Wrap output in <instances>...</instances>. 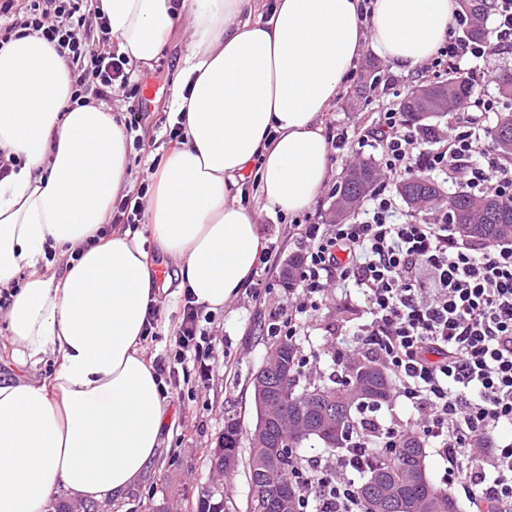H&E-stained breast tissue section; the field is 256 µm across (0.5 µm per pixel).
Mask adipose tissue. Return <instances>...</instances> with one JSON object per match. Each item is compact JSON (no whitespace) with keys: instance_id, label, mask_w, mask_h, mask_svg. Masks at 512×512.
<instances>
[{"instance_id":"1","label":"adipose tissue","mask_w":512,"mask_h":512,"mask_svg":"<svg viewBox=\"0 0 512 512\" xmlns=\"http://www.w3.org/2000/svg\"><path fill=\"white\" fill-rule=\"evenodd\" d=\"M111 46L148 67L178 19L191 40L171 108L185 139L154 177L146 231L103 228L128 188L123 125L72 105L73 75L43 38L0 49V290L12 359L0 381V512H50L55 497L121 499L162 444L171 410L145 353L161 302L144 247L176 262L199 306L223 310L264 248L238 202L257 174L270 211L309 209L329 177L323 119L365 53L411 72L448 36L458 0H98ZM63 269H56V262ZM54 364L50 379L32 368Z\"/></svg>"}]
</instances>
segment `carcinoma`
Returning a JSON list of instances; mask_svg holds the SVG:
<instances>
[{"label": "carcinoma", "mask_w": 512, "mask_h": 512, "mask_svg": "<svg viewBox=\"0 0 512 512\" xmlns=\"http://www.w3.org/2000/svg\"><path fill=\"white\" fill-rule=\"evenodd\" d=\"M462 11L473 21L467 37L485 39L484 18L489 11V0H461ZM500 96L512 101V71L504 70L495 77ZM435 86L448 89V108H442L431 94L430 85L413 89L400 102L403 112L413 124L426 125V121L453 109L456 103L471 96L470 84L452 76ZM496 151L512 156V112H501L493 130ZM379 181V170L371 160H362L351 166L336 187L335 203L350 202L347 210L353 215L359 204L371 194ZM402 200L417 211L437 206L442 201L439 185L426 173L414 174L398 187ZM460 238L466 241L492 243L512 241V198L476 196L456 193L446 201ZM278 357L288 365V372L279 369L257 370L253 377L270 373L274 385L282 389L277 402L280 412L290 416L305 415L307 420L321 426L323 413L331 412L336 418V435L328 440L313 435L309 441L333 451L343 446L350 447L358 433V417L369 407H378L389 402L392 392L385 371L369 362L351 359L342 371L343 381L336 384L331 378L310 381L302 379L299 357L294 345L280 341L273 347ZM243 430L230 421L224 425L220 447L225 453L212 456L215 467L230 475L239 465L240 444ZM250 454L247 467L250 474L249 502H257L270 496L274 489L283 486L293 492V509L301 512L297 486L288 479V471L298 464L295 449L302 444L284 436L278 423L268 419L260 409H255V423L248 432ZM426 442L417 434L406 432L396 442L389 454L371 453L365 476L357 485V493L364 504V512H374V501L367 482L373 476L382 478L379 493L392 489L407 499H419L426 493L432 495L430 512H466L464 505L450 490L437 487L429 477L426 465ZM196 512H224V491L220 488L205 490L196 502Z\"/></svg>", "instance_id": "carcinoma-1"}]
</instances>
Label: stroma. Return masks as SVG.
I'll use <instances>...</instances> for the list:
<instances>
[{"mask_svg": "<svg viewBox=\"0 0 512 512\" xmlns=\"http://www.w3.org/2000/svg\"><path fill=\"white\" fill-rule=\"evenodd\" d=\"M187 46L186 24L181 21L177 24L173 44L150 68L135 73L141 85L149 89L146 97L149 123L160 122L168 111L179 60ZM505 69H512V53L483 61L463 60L451 74L461 79L473 78L475 97L497 101V112H504L508 106L499 100L494 75ZM354 73V78L346 81L342 95L325 115L328 137L342 134L349 140H357L373 125L380 112L397 109L408 91L433 79L432 73L425 69L407 75L393 72L388 64L376 60L369 52L356 62ZM497 112L485 114L487 126L495 125ZM360 158L377 162L381 154L374 146L363 147L356 154L331 150L330 179L310 209L294 216L264 209L255 180L246 181L240 201L256 213L260 231L273 251L263 254L250 283L225 303L223 312L208 314L207 329L219 344V354L208 380L197 389L191 412H183L178 396H171L170 439L159 449L139 485L121 500L97 505V512H155L160 505L167 506L169 512H192L199 492L218 482L224 485L230 512H247L249 473L246 465H239L230 478L220 479L213 469L211 450L219 445L228 421H238L245 430L253 423L251 378L276 342L275 337L268 335L267 326L272 314L288 303L283 270L297 252L298 227L314 219L333 223L331 191L339 184L346 168ZM151 258L159 285L167 287L170 293L157 312L154 334L146 341L148 356L157 359L170 352V336L183 301L177 296L180 279L175 265L156 252ZM369 307L368 298L358 294L347 299L328 295L320 309L312 314L309 334L302 339L305 351H321L327 329L355 327L365 318Z\"/></svg>", "mask_w": 512, "mask_h": 512, "instance_id": "1", "label": "stroma"}]
</instances>
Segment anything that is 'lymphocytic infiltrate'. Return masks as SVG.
I'll return each instance as SVG.
<instances>
[{
    "label": "lymphocytic infiltrate",
    "instance_id": "f902f5d3",
    "mask_svg": "<svg viewBox=\"0 0 512 512\" xmlns=\"http://www.w3.org/2000/svg\"><path fill=\"white\" fill-rule=\"evenodd\" d=\"M494 46L463 37L468 16L456 14L448 38L430 65L512 51V0H496ZM53 44L75 78L73 103H111L116 94L137 98L128 60L109 46V28L95 0H0V48L19 32ZM463 100L450 116L449 134L410 127L402 113H381L370 137L381 148L384 177L360 218L305 225L295 299L270 334L296 339L302 317L317 309L328 290L362 291L368 317L351 330L333 329L322 352L351 353L388 369L400 408L375 413L361 427L355 447L306 456L292 473L303 512H362L356 478L376 441L395 443L412 432L432 442L449 471L471 488L473 512H512V243L459 240L447 208L426 214L402 210L393 182L419 172L457 175L469 192L512 198V160L479 148L487 136ZM202 311L185 294L167 358L155 368L171 390L205 380L215 346ZM492 443V464L470 454L476 442Z\"/></svg>",
    "mask_w": 512,
    "mask_h": 512
}]
</instances>
